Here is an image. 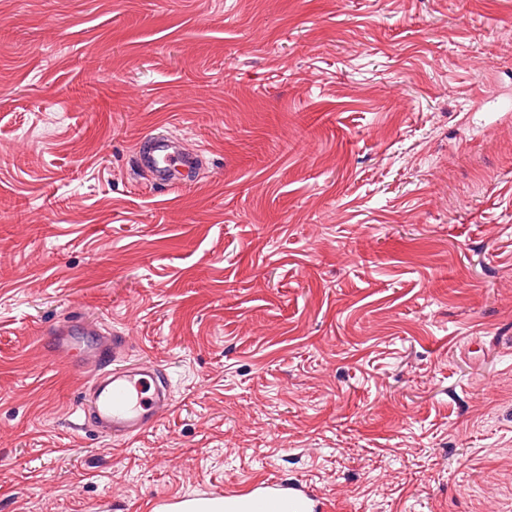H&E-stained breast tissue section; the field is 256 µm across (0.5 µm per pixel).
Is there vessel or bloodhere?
I'll list each match as a JSON object with an SVG mask.
<instances>
[{
  "label": "vessel or blood",
  "instance_id": "vessel-or-blood-1",
  "mask_svg": "<svg viewBox=\"0 0 512 512\" xmlns=\"http://www.w3.org/2000/svg\"><path fill=\"white\" fill-rule=\"evenodd\" d=\"M134 162L147 173L153 185L171 187L185 183L187 174L200 165L198 153L182 148L181 140L166 130H154L139 145ZM77 321L53 329V354L71 358L76 350ZM128 344L121 333L100 338L81 368L85 386L80 404L83 427L108 435L125 445L141 438L168 415L173 401L155 364L106 369L107 359L117 358Z\"/></svg>",
  "mask_w": 512,
  "mask_h": 512
}]
</instances>
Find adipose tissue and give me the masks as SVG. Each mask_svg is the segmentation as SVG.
Returning <instances> with one entry per match:
<instances>
[{"mask_svg":"<svg viewBox=\"0 0 512 512\" xmlns=\"http://www.w3.org/2000/svg\"><path fill=\"white\" fill-rule=\"evenodd\" d=\"M158 512H318V503L302 493L266 488L246 494L188 497L160 505Z\"/></svg>","mask_w":512,"mask_h":512,"instance_id":"obj_1","label":"adipose tissue"}]
</instances>
